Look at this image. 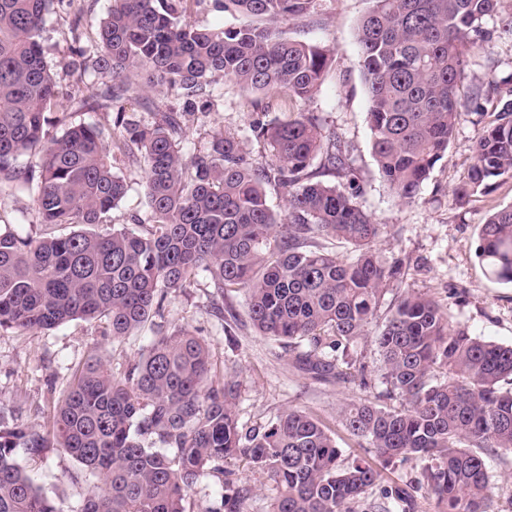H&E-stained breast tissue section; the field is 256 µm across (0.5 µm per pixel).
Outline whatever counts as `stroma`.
<instances>
[{
    "label": "stroma",
    "instance_id": "obj_1",
    "mask_svg": "<svg viewBox=\"0 0 512 512\" xmlns=\"http://www.w3.org/2000/svg\"><path fill=\"white\" fill-rule=\"evenodd\" d=\"M109 6L110 0H67L66 4L54 5L48 14L44 33L47 62L57 74L60 104H67L69 94L76 92L80 83L94 82L93 73L82 77L71 74L64 64L74 39L86 45L96 41L98 21ZM370 6V0H322L319 23H281L288 37L329 49L332 64L311 101L284 97L274 103L270 114L318 113L325 130H336L347 142L353 175L348 180L337 179L336 184L343 188L352 183L359 185L360 205L386 226L378 248L388 261H402L404 272L401 282L390 290V297L408 290L427 295L441 306L450 325L512 345V287L489 276L476 256L480 224L493 210L512 205V178L499 179L486 194H458L474 163L473 147L484 131L479 116L469 113L462 116L447 157L435 165L414 204H402L388 189L371 153L368 102L357 64L356 28ZM78 11L83 19L77 25L73 19ZM503 25L504 19L498 15L483 19L482 27L490 40L470 51L464 86L481 84L491 74L512 80V32L504 30ZM216 93L214 109L206 117L188 123L190 146L206 148L215 134L231 132L243 140L249 161L260 160L263 147L249 129L254 94L224 83L217 85ZM119 172L129 190L110 214L117 228L148 213L143 170L123 165ZM212 292L210 280L198 277L191 288L168 296L161 315L120 342L105 336L102 324L81 320L49 330H16L0 335V415L8 417L18 412L27 425L46 426L78 365L97 357L114 374H123L158 329L185 324L208 344L212 380L220 383L232 376L241 382L237 406L241 425H265L283 411L300 409L319 417L335 431L343 457L358 455L370 462L378 474L377 488L390 487L411 476L410 465H384L365 441L342 428L339 408L359 395V387L324 384L297 371L287 347L260 336L253 327L241 292L225 291L224 307L233 312L234 318L231 324H224L211 309ZM15 460L41 493L61 501L64 512H79L89 485L71 484V474L80 470L76 460L57 451L32 457L20 448L15 451Z\"/></svg>",
    "mask_w": 512,
    "mask_h": 512
}]
</instances>
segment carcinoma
<instances>
[{
    "label": "carcinoma",
    "mask_w": 512,
    "mask_h": 512,
    "mask_svg": "<svg viewBox=\"0 0 512 512\" xmlns=\"http://www.w3.org/2000/svg\"><path fill=\"white\" fill-rule=\"evenodd\" d=\"M53 0H0V192L23 193L36 223L64 235L23 237L0 231V333L48 330L74 321H106L121 341L160 313L167 296L201 274L219 297L244 292L258 333L288 345L295 368L329 383L371 388L357 340L378 316L402 268L376 244L384 225L362 209L355 188L327 178L347 175L338 135L303 112L265 119L281 90L310 99L328 71V50L281 37L283 21H317V0H213L245 22L222 29L187 20L190 0H112L94 48L74 36L71 66L91 63L100 81L75 111L116 108L120 137L72 122L59 111L56 73L44 61L43 33ZM357 26L358 65L368 101L371 150L379 177L404 204L448 152L465 104L466 55L484 43L487 16L504 0H370ZM232 82L260 95L250 125L264 159L250 162L242 141L215 137L187 145L184 119L215 106V86ZM165 86L176 103L154 102L149 120L125 112L141 89ZM120 157L145 173L149 215L132 228L107 223L128 191L113 167ZM512 178V102L494 113L474 146L468 180L457 193H486ZM287 214L274 213L267 190ZM322 238L350 244L343 260ZM477 258L495 280L512 285V206L480 225ZM384 395L352 400L340 422L387 464L421 463L402 485L372 498L377 473L363 458H342L320 418L289 409L258 428L239 423L240 383H209L205 340L185 326L158 331L139 359L117 376L95 358L76 370L53 408L51 427L0 415V512H64L13 459L60 450L99 484L82 512H189L188 492L206 471L244 458L273 483L271 512H413L426 489L438 512H492L489 460L512 455V345L452 328L430 297L406 291L389 305L373 337ZM250 488L224 477L206 512H246Z\"/></svg>",
    "instance_id": "carcinoma-1"
}]
</instances>
